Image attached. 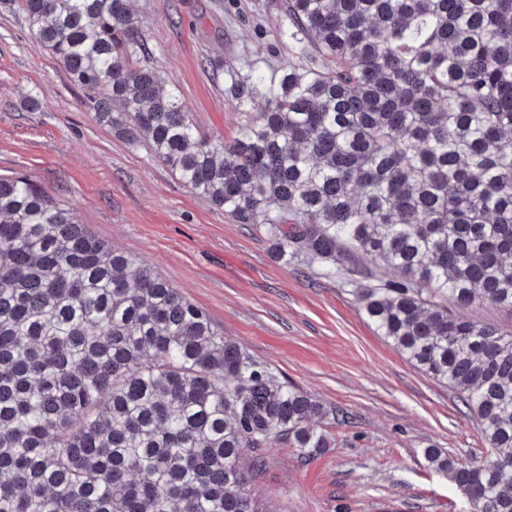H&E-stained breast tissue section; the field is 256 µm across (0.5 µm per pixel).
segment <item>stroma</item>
Listing matches in <instances>:
<instances>
[{"label": "stroma", "mask_w": 512, "mask_h": 512, "mask_svg": "<svg viewBox=\"0 0 512 512\" xmlns=\"http://www.w3.org/2000/svg\"><path fill=\"white\" fill-rule=\"evenodd\" d=\"M147 26L145 63L174 85L198 133L231 139L249 120L233 82L299 64L281 0H129ZM39 101L27 105L28 96ZM0 174H22L96 237L144 261L215 328L325 409L331 445L310 459L271 441L252 481L267 512H470L435 446L487 452L456 393L378 336L339 277L275 260L259 229L186 187L147 141L100 125L23 15L0 0Z\"/></svg>", "instance_id": "35a3bbf8"}]
</instances>
